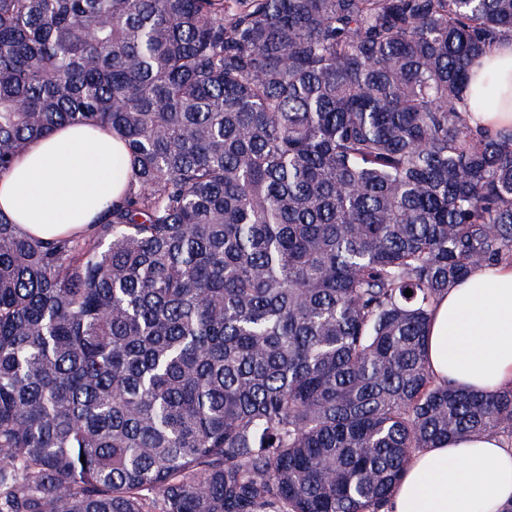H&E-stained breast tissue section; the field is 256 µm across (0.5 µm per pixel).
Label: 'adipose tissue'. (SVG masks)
I'll use <instances>...</instances> for the list:
<instances>
[{"mask_svg":"<svg viewBox=\"0 0 512 512\" xmlns=\"http://www.w3.org/2000/svg\"><path fill=\"white\" fill-rule=\"evenodd\" d=\"M497 87L494 109L474 112V129L512 131V43L471 68V89ZM128 160L116 135L67 124L30 142L0 175V212L26 235L47 241L83 233L127 182ZM428 371L456 386L490 392L512 386V264L469 273L435 304L425 354ZM512 507V447L495 435L461 436L411 458L389 512H505Z\"/></svg>","mask_w":512,"mask_h":512,"instance_id":"1","label":"adipose tissue"}]
</instances>
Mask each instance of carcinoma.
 I'll return each mask as SVG.
<instances>
[{
  "instance_id": "obj_1",
  "label": "carcinoma",
  "mask_w": 512,
  "mask_h": 512,
  "mask_svg": "<svg viewBox=\"0 0 512 512\" xmlns=\"http://www.w3.org/2000/svg\"><path fill=\"white\" fill-rule=\"evenodd\" d=\"M506 40L512 0H0V175L64 124L131 164L84 234L0 212V512H389L417 451L512 447V387L424 358L512 261L463 106Z\"/></svg>"
}]
</instances>
